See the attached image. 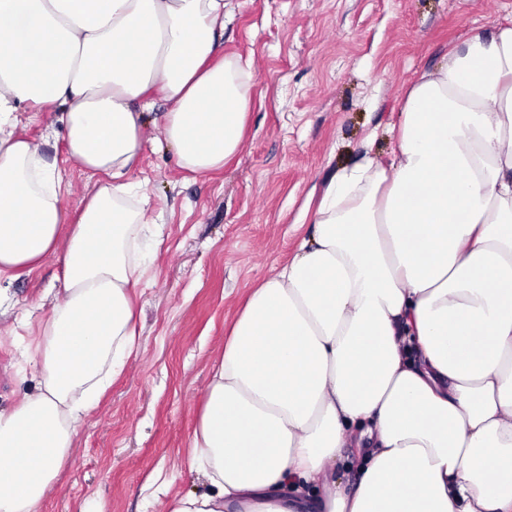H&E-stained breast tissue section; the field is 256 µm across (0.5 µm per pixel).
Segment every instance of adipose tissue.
I'll list each match as a JSON object with an SVG mask.
<instances>
[{
  "label": "adipose tissue",
  "instance_id": "1",
  "mask_svg": "<svg viewBox=\"0 0 512 512\" xmlns=\"http://www.w3.org/2000/svg\"><path fill=\"white\" fill-rule=\"evenodd\" d=\"M223 38L224 0H0V283L62 261L37 389L0 410V512H36L139 350L147 111L168 103L182 169L242 149L252 62ZM25 104L111 176L66 234L62 175L15 131ZM190 448L210 489L170 512H512V18L411 85L387 162L331 177L233 322Z\"/></svg>",
  "mask_w": 512,
  "mask_h": 512
}]
</instances>
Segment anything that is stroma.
I'll use <instances>...</instances> for the list:
<instances>
[{"label": "stroma", "mask_w": 512, "mask_h": 512, "mask_svg": "<svg viewBox=\"0 0 512 512\" xmlns=\"http://www.w3.org/2000/svg\"><path fill=\"white\" fill-rule=\"evenodd\" d=\"M224 54L253 61L241 151L192 177L168 145L137 172L158 232L140 231L135 289L141 350L83 416L70 458L37 512H167L207 491L188 465L210 366L250 288L312 230L330 178L364 155L387 160L402 100L450 47L512 17V0H224ZM21 132L39 143L77 212L99 174L72 161L60 124ZM46 263L0 285V409L34 393L26 358L54 300Z\"/></svg>", "instance_id": "35a3bbf8"}]
</instances>
